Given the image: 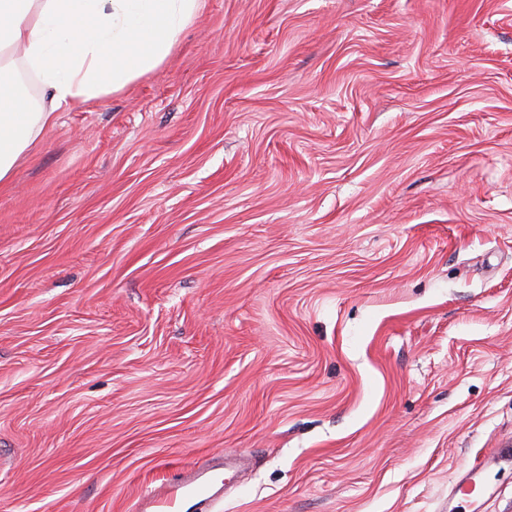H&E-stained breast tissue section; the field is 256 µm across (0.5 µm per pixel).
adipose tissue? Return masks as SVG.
<instances>
[{
    "mask_svg": "<svg viewBox=\"0 0 512 512\" xmlns=\"http://www.w3.org/2000/svg\"><path fill=\"white\" fill-rule=\"evenodd\" d=\"M200 0H0V183L59 111L122 91L171 54ZM24 64L49 107L14 92Z\"/></svg>",
    "mask_w": 512,
    "mask_h": 512,
    "instance_id": "1",
    "label": "adipose tissue"
}]
</instances>
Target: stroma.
Masks as SVG:
<instances>
[{"mask_svg": "<svg viewBox=\"0 0 512 512\" xmlns=\"http://www.w3.org/2000/svg\"><path fill=\"white\" fill-rule=\"evenodd\" d=\"M239 452L209 512H512V0H201L16 160L0 512Z\"/></svg>", "mask_w": 512, "mask_h": 512, "instance_id": "stroma-1", "label": "stroma"}]
</instances>
